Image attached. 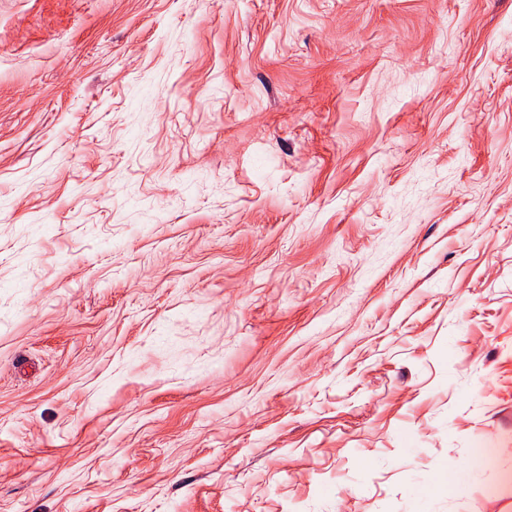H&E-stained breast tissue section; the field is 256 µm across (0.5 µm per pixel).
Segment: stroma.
I'll return each instance as SVG.
<instances>
[{"instance_id": "stroma-1", "label": "stroma", "mask_w": 512, "mask_h": 512, "mask_svg": "<svg viewBox=\"0 0 512 512\" xmlns=\"http://www.w3.org/2000/svg\"><path fill=\"white\" fill-rule=\"evenodd\" d=\"M507 474L512 0H0V512Z\"/></svg>"}]
</instances>
